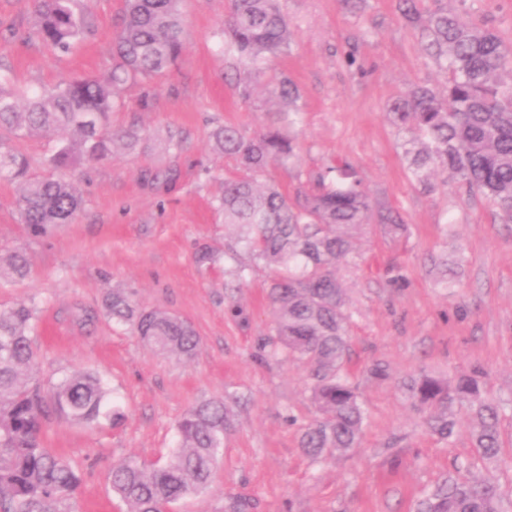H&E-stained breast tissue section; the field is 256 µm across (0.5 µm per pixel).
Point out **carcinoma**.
Here are the masks:
<instances>
[{
  "mask_svg": "<svg viewBox=\"0 0 512 512\" xmlns=\"http://www.w3.org/2000/svg\"><path fill=\"white\" fill-rule=\"evenodd\" d=\"M433 2L424 50L443 61L445 86L415 87L392 102L389 116L405 132L403 153L417 183L428 187L438 175L449 176L481 193L512 223V48L493 29L448 10L444 0ZM396 10L408 23L421 21L416 0H396ZM93 32L78 0H40L36 33L52 49L67 52ZM221 36L238 96L249 101L262 84L277 106L274 121L259 133L224 125L212 134L214 150L236 167L224 178L216 204L235 231L224 254L235 260L241 248L273 271L267 289L273 334L261 350L306 368L318 416L302 432L300 448L319 461L359 447L366 421L348 372V296L339 270L349 267L355 241L370 227L369 195L358 170L344 161L326 167L310 191L294 200L266 177L271 166L286 168L299 160L290 129L301 120L300 91L283 73L266 78L271 62L288 55L292 44L281 0H228ZM112 44V65L103 79L63 78L31 92L12 72L0 71V129L16 139L65 135L66 143L49 160L55 169L81 159L107 161L117 144L135 149L142 130H113L109 115L122 105L127 85L164 73L177 61L184 46L181 0H125L123 25ZM28 165L23 154L0 149V178L20 184L21 222L30 236L43 237L72 222L82 198L61 175L29 177ZM378 226L391 237L409 233L391 210L379 213ZM30 272L25 250L0 257V281L21 280ZM103 311L161 354L189 360L200 349L190 323L166 310L140 307L124 289H112ZM36 321L29 303L0 308V512H61L59 505L80 485L79 472L44 444L46 409L85 425L115 426L123 418L112 389L92 373L68 375L47 390L35 382ZM405 391L426 428L443 441L454 433L455 408L473 412V447L486 460L499 458L504 404L486 391L481 370L448 378L423 370L408 379ZM230 426L226 402L204 400L178 421V446L164 461L150 467L132 457L114 462L112 492L125 512H171L181 499L206 491ZM503 501L495 482L449 474L417 500L414 512H503Z\"/></svg>",
  "mask_w": 512,
  "mask_h": 512,
  "instance_id": "carcinoma-1",
  "label": "carcinoma"
}]
</instances>
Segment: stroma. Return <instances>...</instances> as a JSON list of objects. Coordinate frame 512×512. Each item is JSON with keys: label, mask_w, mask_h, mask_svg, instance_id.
Wrapping results in <instances>:
<instances>
[{"label": "stroma", "mask_w": 512, "mask_h": 512, "mask_svg": "<svg viewBox=\"0 0 512 512\" xmlns=\"http://www.w3.org/2000/svg\"><path fill=\"white\" fill-rule=\"evenodd\" d=\"M39 0H0V69L37 90L71 76L102 75L124 0H84L92 35L66 53L37 36ZM451 10L492 27L512 46V0H448ZM227 0H183L185 47L176 67L129 86L112 112L113 128L132 124L145 137L112 162L74 165L69 174L84 204L73 223L29 238L19 221L16 183L0 179V255L17 249L32 257L29 278L0 283V307L34 304L39 328L37 377L43 384L92 372L115 391L125 414L118 427L91 429L48 418L47 447L64 455L82 480L65 512H122L110 488L115 460L145 464L177 446L176 425L193 405L232 398V426L211 487L182 500L175 512H224L246 497L252 512H411L415 500L443 476L488 478L512 499V410L500 421L499 460L481 459L471 441L472 418L456 412L455 434H430L410 407L401 381L425 369L448 376L482 368L491 392L512 399V223L482 195L457 182L413 181L388 120L389 104L418 84L443 87L446 76L422 50L421 26L401 21L394 0H283L293 31L288 57L272 65L298 85L304 114L297 126V165L274 167L269 178L288 194L336 160L359 170L374 208L398 210L408 237L380 233L356 242L354 268L343 273L353 316L348 325L356 381L367 411L360 448L313 463L299 440L316 417L305 368L261 357L258 345L273 328L266 299L271 276L258 266L237 283L224 272L232 236L211 206L224 188L228 164L213 152L211 134L229 124L253 133L268 122L273 103L264 94L245 103L224 79ZM27 33L26 42L12 31ZM357 63L347 66L346 52ZM181 141L169 147L170 138ZM0 142L30 161L34 178L50 176L57 136ZM174 172L172 186L151 182ZM207 246L214 264L198 265ZM447 255L459 285L441 288L431 261ZM406 277L391 282L394 271ZM115 288L133 290L138 304L161 307L189 321L201 339L191 360L163 356L102 312ZM243 308L232 317L230 304ZM387 377H370L371 364Z\"/></svg>", "instance_id": "stroma-1"}]
</instances>
